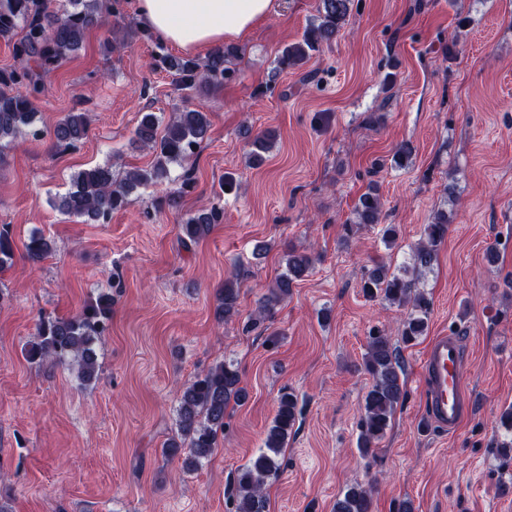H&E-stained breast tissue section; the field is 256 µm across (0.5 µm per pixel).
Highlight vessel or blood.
Returning a JSON list of instances; mask_svg holds the SVG:
<instances>
[{"label": "vessel or blood", "mask_w": 512, "mask_h": 512, "mask_svg": "<svg viewBox=\"0 0 512 512\" xmlns=\"http://www.w3.org/2000/svg\"><path fill=\"white\" fill-rule=\"evenodd\" d=\"M465 345L459 336L434 337L422 362L427 417L436 426L455 432L464 422L471 401L464 386Z\"/></svg>", "instance_id": "1"}]
</instances>
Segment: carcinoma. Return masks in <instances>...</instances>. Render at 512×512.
<instances>
[{
    "instance_id": "carcinoma-1",
    "label": "carcinoma",
    "mask_w": 512,
    "mask_h": 512,
    "mask_svg": "<svg viewBox=\"0 0 512 512\" xmlns=\"http://www.w3.org/2000/svg\"><path fill=\"white\" fill-rule=\"evenodd\" d=\"M351 2L319 0L318 15L306 26L301 39L282 50L277 68L300 67L312 53L331 45L349 17ZM118 6L116 0H64L57 8L51 6V0H0V38L13 40L15 58L13 67L0 70V163L3 149L38 121L37 101L44 91V77L80 50L89 30L117 16ZM236 56L235 47L223 45L211 50L201 63L165 52L157 58L163 69L177 77L178 89L200 92L223 84L226 63ZM210 126L208 113L187 107L174 113L165 124L154 112L142 113L132 144L152 152L154 159L150 167L133 169L121 179L115 178L110 163L83 169L72 177L71 190L60 198V210L92 223L109 222L113 212L134 202L139 188L168 179L169 165L193 154L207 138ZM89 127V113L68 112L54 124V142L59 147L74 148L87 136ZM274 140L271 130L258 133L249 142V164H261ZM353 215L356 224L380 223L381 197L377 183H370L359 195ZM223 217L224 209L218 205L187 214L179 225L182 245L187 248L197 243ZM447 232L448 212L442 210L426 225L424 239L415 245L411 263L395 270L380 263L362 275V292L367 298L406 310L401 328L406 343L426 334L430 302L424 292L415 289V284L432 265ZM25 248L32 261H42L53 252L51 240L40 233L31 235ZM13 256L14 241L9 226L4 224L0 226V267ZM312 267L309 254L289 250L286 271L269 287L260 305L261 313L271 312L287 299L294 284ZM239 297L238 279L225 280L219 292L216 317L223 321L235 317ZM111 319L112 293L102 291L72 317L40 321L26 356L32 362L48 360L67 365L80 384L87 385L98 376L96 346ZM363 366L372 382L364 396L358 445L367 454L384 437L398 406L406 398V389L398 350L383 334L377 332L370 336ZM247 399L239 370L232 363L218 362L196 375L177 397L181 439L168 440L162 454L183 459V468L188 471L197 469L215 452L230 403L242 404ZM299 415L297 395L290 390L282 392L262 448L238 469L234 478L235 512H267L266 481L280 469L279 457ZM372 506L370 492L356 485L336 499L333 510L372 512Z\"/></svg>"
}]
</instances>
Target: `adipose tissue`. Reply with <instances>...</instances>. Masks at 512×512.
Segmentation results:
<instances>
[{
  "label": "adipose tissue",
  "instance_id": "obj_1",
  "mask_svg": "<svg viewBox=\"0 0 512 512\" xmlns=\"http://www.w3.org/2000/svg\"><path fill=\"white\" fill-rule=\"evenodd\" d=\"M277 8L278 0H135L144 25L188 53L245 38Z\"/></svg>",
  "mask_w": 512,
  "mask_h": 512
}]
</instances>
